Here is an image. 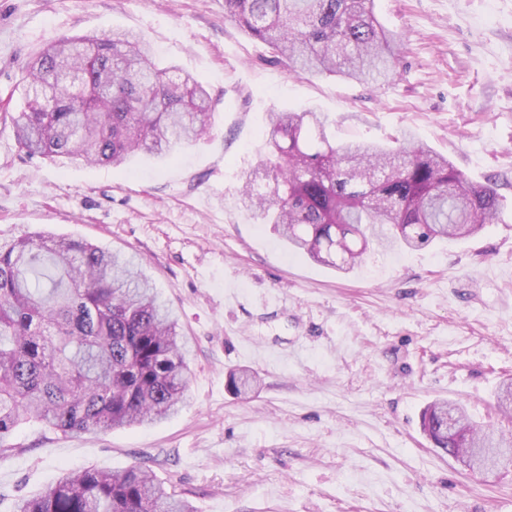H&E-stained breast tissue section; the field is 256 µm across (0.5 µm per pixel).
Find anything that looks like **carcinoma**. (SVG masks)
Listing matches in <instances>:
<instances>
[{
    "instance_id": "1",
    "label": "carcinoma",
    "mask_w": 512,
    "mask_h": 512,
    "mask_svg": "<svg viewBox=\"0 0 512 512\" xmlns=\"http://www.w3.org/2000/svg\"><path fill=\"white\" fill-rule=\"evenodd\" d=\"M249 37L298 75L380 84L394 77L400 38L374 0H224ZM25 109L0 116L30 155L119 167L207 132L211 97L175 66L160 67L132 33L73 36L24 70ZM270 182L248 179L245 206L288 248L338 270L369 246L424 248L499 221L502 200L411 134L401 146L339 144L315 112H272ZM172 310L131 257L83 240L35 232L0 242V448L23 424L63 434L155 424L185 404L189 362ZM248 371L232 392L252 390ZM437 448H511L512 434L474 425L457 403L422 413ZM16 512H199L148 470H72Z\"/></svg>"
}]
</instances>
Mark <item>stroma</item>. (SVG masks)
Returning a JSON list of instances; mask_svg holds the SVG:
<instances>
[{
    "mask_svg": "<svg viewBox=\"0 0 512 512\" xmlns=\"http://www.w3.org/2000/svg\"><path fill=\"white\" fill-rule=\"evenodd\" d=\"M401 37L382 86L298 77L224 0H0V108L21 112L31 57L61 38L141 34L210 92L208 132L124 167L28 155L0 122V237L43 231L135 256L190 350L187 404L148 427L62 434L30 424L0 456V512L66 470L150 467L199 512H512L492 480L433 447L432 401L479 425L512 378V0H375ZM326 116L337 141L402 132L476 183L499 223L415 251L371 248L347 272L288 250L241 187L273 112ZM253 372L249 397L230 371Z\"/></svg>",
    "mask_w": 512,
    "mask_h": 512,
    "instance_id": "stroma-1",
    "label": "stroma"
}]
</instances>
